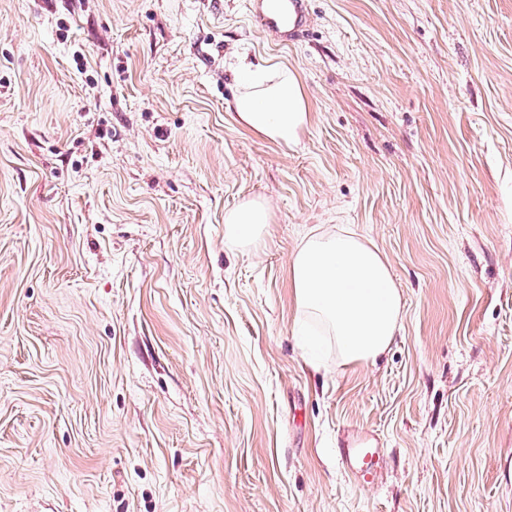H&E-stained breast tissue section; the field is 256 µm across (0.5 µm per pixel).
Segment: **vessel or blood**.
Wrapping results in <instances>:
<instances>
[{"instance_id":"b4317fda","label":"vessel or blood","mask_w":512,"mask_h":512,"mask_svg":"<svg viewBox=\"0 0 512 512\" xmlns=\"http://www.w3.org/2000/svg\"><path fill=\"white\" fill-rule=\"evenodd\" d=\"M306 0H250L251 21L256 29L274 36L280 43L306 37ZM381 450L377 438L366 431L348 434L341 442L340 456L350 478L370 481L379 464Z\"/></svg>"}]
</instances>
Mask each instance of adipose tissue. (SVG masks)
<instances>
[{
	"mask_svg": "<svg viewBox=\"0 0 512 512\" xmlns=\"http://www.w3.org/2000/svg\"><path fill=\"white\" fill-rule=\"evenodd\" d=\"M245 78L231 103L239 127L279 144L299 141L311 114L299 76L270 60L244 64ZM270 220L260 199L224 213V243L248 251L264 238ZM294 302L305 322L332 337L343 363L376 361L401 328L403 304L386 258L346 224L312 230L288 271Z\"/></svg>",
	"mask_w": 512,
	"mask_h": 512,
	"instance_id": "ef3b65f1",
	"label": "adipose tissue"
}]
</instances>
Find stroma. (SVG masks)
Here are the masks:
<instances>
[{
	"label": "stroma",
	"mask_w": 512,
	"mask_h": 512,
	"mask_svg": "<svg viewBox=\"0 0 512 512\" xmlns=\"http://www.w3.org/2000/svg\"><path fill=\"white\" fill-rule=\"evenodd\" d=\"M310 14L283 45L249 0H0V512H512V0ZM243 57L299 75L295 146L233 123ZM322 224L401 292L378 362L303 334ZM270 220L267 204L249 199L224 212V245L249 251L264 238ZM341 446V460L349 477L356 482H370L381 457L377 438L367 431H354L341 441Z\"/></svg>",
	"instance_id": "stroma-1"
}]
</instances>
